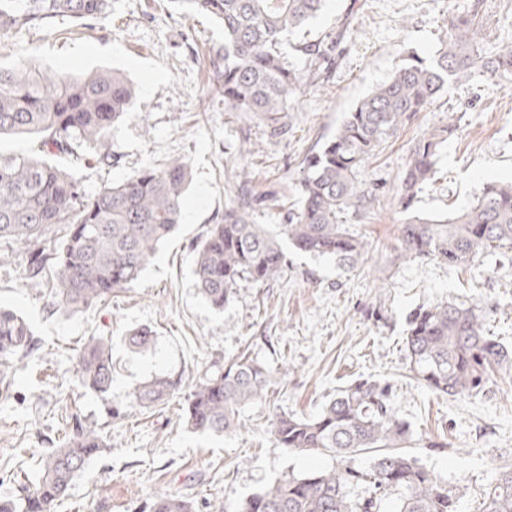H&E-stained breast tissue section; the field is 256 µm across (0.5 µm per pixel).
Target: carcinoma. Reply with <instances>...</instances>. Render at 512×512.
Here are the masks:
<instances>
[{"label":"carcinoma","instance_id":"1","mask_svg":"<svg viewBox=\"0 0 512 512\" xmlns=\"http://www.w3.org/2000/svg\"><path fill=\"white\" fill-rule=\"evenodd\" d=\"M184 11H202L224 28L214 50L224 111L250 112L270 134L285 132L288 112L301 88L323 76L337 39L304 41L294 50L299 69L284 61L283 45L326 6L327 0H171ZM483 0L451 15L428 58L410 54L385 82L347 113L336 134L303 161L299 207L273 231L251 219V200L241 193L196 246L194 278L205 301L221 311L245 282L277 277L287 265L286 247L329 256L354 268L368 243L349 232L345 220H363L378 202V186L366 182L363 167L397 131L422 112H431L448 85L512 80V45L487 55L480 47ZM110 0H0V33L57 17L78 22L107 19ZM134 85L100 68L87 75L33 73L24 66H0V135L31 134L42 156L0 153V241L23 250L26 278L38 285L55 280L52 306L79 313L138 279L158 247L181 224L188 166L177 159L147 165L119 184H105L89 197L66 167L112 165V127L134 106ZM452 124L426 125L411 142L397 184L402 213L397 259H430L468 266L498 250H512V182L491 183L467 208L451 217L416 213L412 206L435 174V158L453 135ZM66 225L58 243L50 234ZM477 305H423L407 319L406 357L414 378L428 390L459 399L485 392L497 375L512 371V351L482 326ZM144 351L152 331L138 328L127 338ZM34 348L29 323L17 311L0 307V364ZM82 385L105 394L112 385V343L91 336L81 349ZM278 371L241 356L205 374L189 393L184 416L199 433L236 429L239 410L266 397ZM174 388L166 378L138 385L132 402L143 408L163 403ZM388 387L359 380L340 391L311 417L284 415L273 427L278 445L289 451H320L336 466L290 475L247 498L239 512H459V498L427 467L404 451L408 423L387 403ZM104 448L102 435L81 424L64 444L43 459L33 486L0 496V512H50L66 496L86 463ZM370 454V464L356 458ZM150 512H193L180 496L154 497ZM483 512H512V464L491 476Z\"/></svg>","mask_w":512,"mask_h":512}]
</instances>
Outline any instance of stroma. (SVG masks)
Instances as JSON below:
<instances>
[{"mask_svg":"<svg viewBox=\"0 0 512 512\" xmlns=\"http://www.w3.org/2000/svg\"><path fill=\"white\" fill-rule=\"evenodd\" d=\"M472 0H329L307 26L309 39L346 30L330 79L306 85L288 131L269 134L247 112L224 109L210 58L224 40L212 16L175 11L170 0H111L108 19L59 17L0 35V64L81 76L107 67L137 90L136 107L112 128V166L79 170L86 193L134 176L148 164L187 163L183 221L131 285L86 311L54 308L49 287L30 286L24 255L0 263V306L21 311L38 345L0 367V496L35 481L39 463L70 435L74 421L99 431L103 453L90 460L55 512H149L151 497L174 493L194 512H238L274 481L328 470L334 458L279 447L282 415L313 417L338 389L358 379L387 385L393 412L408 421L410 455L455 489L461 512H482L486 475L512 463V373L468 400L421 387L406 367L409 314L429 303L480 302L489 335L512 347V253L465 268L432 260H394L400 235L395 186L418 125L401 128L367 163L379 185L370 220L355 224L369 243L366 263L347 269L328 256L289 251L288 265L265 283L236 289L212 309L193 277L195 247L245 186L258 224H284L299 204L304 157L335 133L347 112L394 72L404 52L431 56L450 15ZM486 53L512 42V0H484ZM456 124L436 174L415 201L418 212L455 213L493 181H512V82L454 86L420 122ZM154 332L151 347L124 343L132 329ZM92 336L112 339V389L101 398L74 371ZM286 374L266 398L242 407L224 435L201 434L182 407L205 371L241 353ZM155 377L177 387L162 405L139 407L130 394ZM121 409L111 418L110 405Z\"/></svg>","mask_w":512,"mask_h":512,"instance_id":"1","label":"stroma"}]
</instances>
